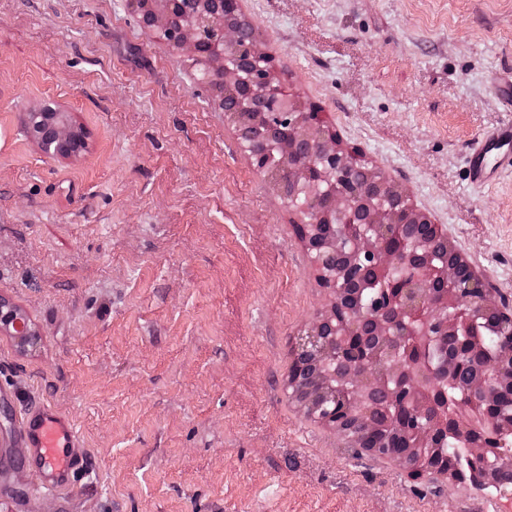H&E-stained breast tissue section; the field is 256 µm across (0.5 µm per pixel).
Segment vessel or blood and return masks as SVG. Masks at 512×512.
Masks as SVG:
<instances>
[{
    "label": "vessel or blood",
    "instance_id": "obj_1",
    "mask_svg": "<svg viewBox=\"0 0 512 512\" xmlns=\"http://www.w3.org/2000/svg\"><path fill=\"white\" fill-rule=\"evenodd\" d=\"M512 174V120L479 137L467 161V177L486 184ZM23 467L40 485L68 493L83 470L87 455L68 417L46 406L28 408L15 430Z\"/></svg>",
    "mask_w": 512,
    "mask_h": 512
}]
</instances>
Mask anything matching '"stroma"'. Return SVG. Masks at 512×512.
I'll return each mask as SVG.
<instances>
[{
	"instance_id": "obj_1",
	"label": "stroma",
	"mask_w": 512,
	"mask_h": 512,
	"mask_svg": "<svg viewBox=\"0 0 512 512\" xmlns=\"http://www.w3.org/2000/svg\"><path fill=\"white\" fill-rule=\"evenodd\" d=\"M269 76L399 186L512 303V176L466 154L512 119V0H241ZM202 64L137 0H0V512H512L308 418L291 349L332 301L282 181L257 174ZM67 113L79 152L32 112ZM57 408L88 468L69 506L16 467V418ZM2 331L21 338L32 336L33 333L24 313L8 301L2 302L0 299V332Z\"/></svg>"
}]
</instances>
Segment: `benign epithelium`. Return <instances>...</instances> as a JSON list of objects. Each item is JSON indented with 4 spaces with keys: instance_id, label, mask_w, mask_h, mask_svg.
Returning <instances> with one entry per match:
<instances>
[{
    "instance_id": "obj_1",
    "label": "benign epithelium",
    "mask_w": 512,
    "mask_h": 512,
    "mask_svg": "<svg viewBox=\"0 0 512 512\" xmlns=\"http://www.w3.org/2000/svg\"><path fill=\"white\" fill-rule=\"evenodd\" d=\"M214 3L213 12L191 13L186 0H167L165 14L154 24L164 28L171 14L188 15V34L198 53L215 69L239 79L246 108L258 104L262 123L257 136L279 139L283 159L295 160L286 195L308 197L304 211L311 219L300 225V232L334 301L298 335L289 384L304 387L312 379L310 358L323 352L331 354L348 383L342 391L330 392L318 408H303L304 413L341 429L355 391L367 385L385 400L386 408L382 418L360 421L356 437L366 440L381 430L389 440L415 438L407 448L390 445L389 456L403 462L414 448H437L453 436L466 449L467 472L447 471L448 479L476 488L503 486L501 476L512 469V455L501 450L506 431L500 400L512 390V308L461 258L446 259L440 268L433 257L407 249L404 231L421 236L429 218L409 205L372 203L368 187L356 185L348 174L344 149L323 132L318 113L300 116L305 126L320 132L315 141L306 145L292 134L295 109L268 80V56L223 22L224 16L240 11V0ZM321 226L329 229L328 235L317 232ZM369 281L376 283L374 306L351 308L352 289ZM489 312L507 327L493 360L477 359L461 340L453 357L442 351L443 338L459 317ZM2 331L22 338L33 333L24 313L7 301H0ZM441 375L467 382L453 408L439 407L432 393L421 398L426 377Z\"/></svg>"
}]
</instances>
